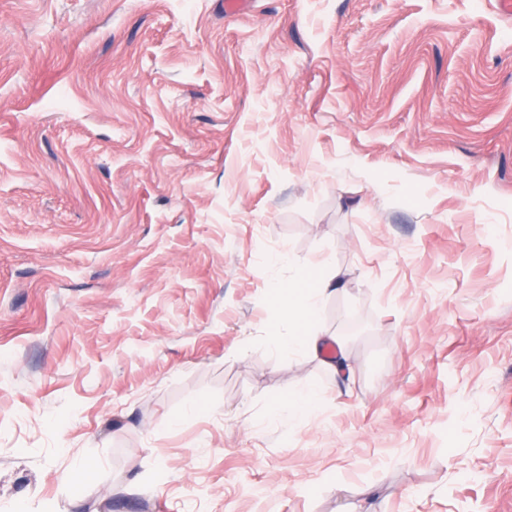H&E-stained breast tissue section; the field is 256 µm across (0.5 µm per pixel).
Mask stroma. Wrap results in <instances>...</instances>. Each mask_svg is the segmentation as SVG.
Instances as JSON below:
<instances>
[{"instance_id":"35a3bbf8","label":"stroma","mask_w":512,"mask_h":512,"mask_svg":"<svg viewBox=\"0 0 512 512\" xmlns=\"http://www.w3.org/2000/svg\"><path fill=\"white\" fill-rule=\"evenodd\" d=\"M320 269L336 372L279 349ZM300 385L307 418L273 413ZM24 503L512 512L492 0H0V512Z\"/></svg>"}]
</instances>
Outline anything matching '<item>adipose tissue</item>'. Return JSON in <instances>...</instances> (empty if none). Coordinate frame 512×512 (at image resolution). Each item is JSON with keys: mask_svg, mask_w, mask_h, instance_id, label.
Returning <instances> with one entry per match:
<instances>
[{"mask_svg": "<svg viewBox=\"0 0 512 512\" xmlns=\"http://www.w3.org/2000/svg\"><path fill=\"white\" fill-rule=\"evenodd\" d=\"M336 291V275L329 272L320 279L315 288L310 289L305 295L300 297L291 295L284 299V307L302 329L301 336L294 344L295 349L315 356L322 355L329 338L322 333L318 326L313 325L312 320L319 314L323 300L335 294Z\"/></svg>", "mask_w": 512, "mask_h": 512, "instance_id": "1", "label": "adipose tissue"}]
</instances>
